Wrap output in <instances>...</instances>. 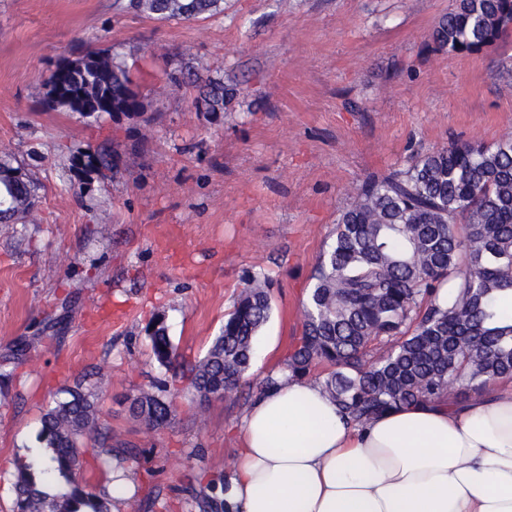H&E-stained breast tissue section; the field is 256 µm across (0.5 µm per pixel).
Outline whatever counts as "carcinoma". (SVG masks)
<instances>
[{
    "label": "carcinoma",
    "instance_id": "obj_1",
    "mask_svg": "<svg viewBox=\"0 0 512 512\" xmlns=\"http://www.w3.org/2000/svg\"><path fill=\"white\" fill-rule=\"evenodd\" d=\"M157 20L191 21L224 10L223 0H129ZM512 35V0H456L431 34L438 50L474 54ZM171 68L162 88L184 76L197 104L224 111V82ZM45 111L77 112L91 122L112 105L140 103L127 63L108 49L84 51L80 65L45 81ZM107 144L88 150L104 179L116 169ZM36 186L0 148V223L24 224ZM272 314V279L248 273L224 325L197 361L179 358L161 317L146 331L156 362L177 366L196 402L195 419L213 397L236 405L275 386L267 376L245 391L255 342ZM284 369L312 378L354 424L404 405L448 395L465 404L512 379V135L492 144L451 142L409 166L355 187L332 241L319 255L303 302V330ZM102 379L90 373L47 406L35 434L43 453L20 459L13 474V512H111V501L83 477L86 454L132 460L112 447L98 406ZM133 417L149 432L175 416L174 393L157 382L134 396ZM194 497L199 512H232L221 498L229 480L207 482Z\"/></svg>",
    "mask_w": 512,
    "mask_h": 512
}]
</instances>
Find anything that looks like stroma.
<instances>
[{
  "instance_id": "35a3bbf8",
  "label": "stroma",
  "mask_w": 512,
  "mask_h": 512,
  "mask_svg": "<svg viewBox=\"0 0 512 512\" xmlns=\"http://www.w3.org/2000/svg\"><path fill=\"white\" fill-rule=\"evenodd\" d=\"M127 0H0V147L38 184L30 224H0V512L52 396L99 372L112 445L134 449L137 496L119 512H196L198 473H231L241 406L207 405L198 423L180 391L169 424L148 432L129 400L171 371L146 326L164 318L178 353L202 357L242 278L273 281L256 343L259 381L302 331L317 256L355 186L450 141L512 134V44L436 50L430 34L455 0H224L223 12L160 21ZM125 57L144 117L46 112L44 79L86 45ZM191 48L223 80V112L198 91H155L164 55ZM153 136L140 142L144 128ZM113 180L73 167L106 137ZM84 189L75 197L73 186ZM60 321L55 339L47 326ZM25 355H16L20 342Z\"/></svg>"
}]
</instances>
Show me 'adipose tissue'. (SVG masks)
Instances as JSON below:
<instances>
[{"instance_id":"adipose-tissue-1","label":"adipose tissue","mask_w":512,"mask_h":512,"mask_svg":"<svg viewBox=\"0 0 512 512\" xmlns=\"http://www.w3.org/2000/svg\"><path fill=\"white\" fill-rule=\"evenodd\" d=\"M275 376L237 426V512H512V382L356 427L318 382Z\"/></svg>"}]
</instances>
